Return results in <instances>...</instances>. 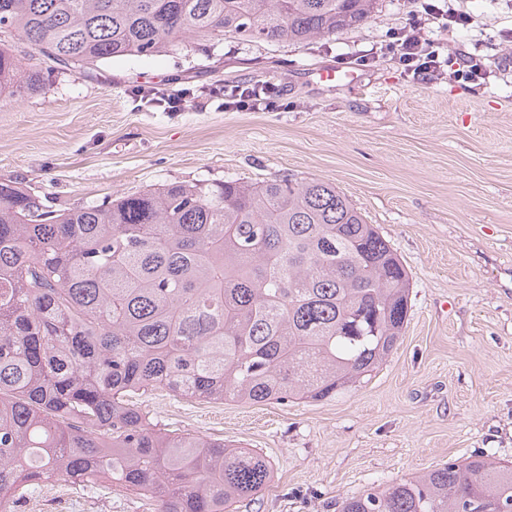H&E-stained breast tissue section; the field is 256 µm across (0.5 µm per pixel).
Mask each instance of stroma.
<instances>
[{"instance_id":"stroma-1","label":"stroma","mask_w":512,"mask_h":512,"mask_svg":"<svg viewBox=\"0 0 512 512\" xmlns=\"http://www.w3.org/2000/svg\"><path fill=\"white\" fill-rule=\"evenodd\" d=\"M466 27H425L484 77L417 81L383 47L416 0H380L360 27L307 44L228 36L0 94V182L50 210L182 181L283 177L336 187L411 276L408 321L386 363L323 401L249 405L148 391L158 428L253 448L273 466L234 512H338L343 499L483 453L512 462V0H459ZM354 73L328 85L324 68ZM230 85L269 86L279 109L224 110ZM182 98L150 106L135 87ZM99 485L45 484L17 512H142Z\"/></svg>"}]
</instances>
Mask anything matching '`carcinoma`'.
Returning <instances> with one entry per match:
<instances>
[{"instance_id": "1", "label": "carcinoma", "mask_w": 512, "mask_h": 512, "mask_svg": "<svg viewBox=\"0 0 512 512\" xmlns=\"http://www.w3.org/2000/svg\"><path fill=\"white\" fill-rule=\"evenodd\" d=\"M377 4L0 0V34L64 73L227 33L308 42L365 24ZM20 70L0 47V92ZM410 288L377 227L318 179L175 182L58 213L0 182V512L59 478L136 493L154 512H231L270 482V461L157 429L130 394L257 404L350 391L394 350ZM340 512H512V464L450 460Z\"/></svg>"}]
</instances>
